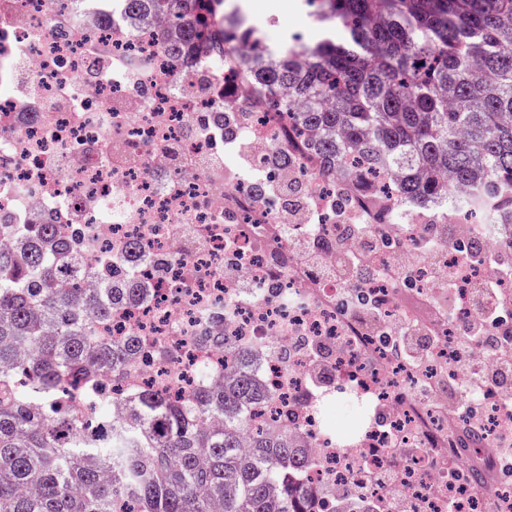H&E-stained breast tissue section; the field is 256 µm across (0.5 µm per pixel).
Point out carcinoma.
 Listing matches in <instances>:
<instances>
[{"label": "carcinoma", "mask_w": 512, "mask_h": 512, "mask_svg": "<svg viewBox=\"0 0 512 512\" xmlns=\"http://www.w3.org/2000/svg\"><path fill=\"white\" fill-rule=\"evenodd\" d=\"M103 2L134 24L168 18L166 55L206 41L235 63L303 132L336 195L390 194L407 212L435 205L448 179L470 190L460 205L480 230L512 226V0H306L322 37L301 65L224 0ZM261 164L298 192L288 154ZM0 230L18 235L0 247V512H319L304 451L249 416L273 397L250 349H234L235 373L193 410L142 386L115 420L140 341L91 336L143 292L134 265L83 288L93 271L52 217Z\"/></svg>", "instance_id": "1"}]
</instances>
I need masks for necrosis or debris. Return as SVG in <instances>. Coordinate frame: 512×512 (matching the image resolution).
<instances>
[{
	"instance_id": "obj_1",
	"label": "necrosis or debris",
	"mask_w": 512,
	"mask_h": 512,
	"mask_svg": "<svg viewBox=\"0 0 512 512\" xmlns=\"http://www.w3.org/2000/svg\"><path fill=\"white\" fill-rule=\"evenodd\" d=\"M160 28L118 11L104 24L90 0L65 11L56 0H0V215L27 224L56 215L77 240L91 239L84 257L100 271L106 254L132 243L164 262L162 278L138 268L145 296L98 323L97 337H141L136 380L176 396L236 365L233 352L202 346V336L252 348L274 393L256 419L288 428L306 450L321 512L366 504L385 512L394 498L403 512H512V458L501 453L512 445V397L495 387L470 395L463 370L448 363L459 318L477 312L449 301L445 283L469 273L502 278L493 263L470 270L474 226L457 222L453 238L438 243L437 279L398 289L339 284L303 266L295 241L339 232L336 194L318 178V160L207 44L197 46L194 66L208 76L210 97L163 93L182 63L161 54ZM217 111L250 113L256 156L274 145L299 156L320 214L308 233L288 210L259 204L244 181L225 176L223 148L211 138ZM347 195L350 215L402 236L391 199L353 188ZM377 306L380 332L356 335ZM411 324L434 353L430 392L397 365ZM451 386L467 412L449 408ZM471 422L484 436L468 444ZM473 469L481 482L471 481ZM385 470L398 481H377Z\"/></svg>"
}]
</instances>
